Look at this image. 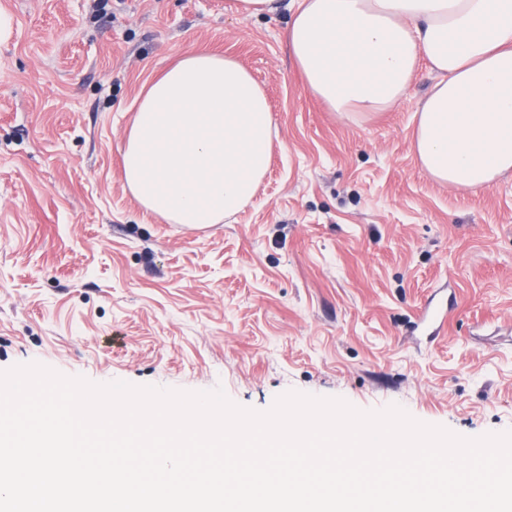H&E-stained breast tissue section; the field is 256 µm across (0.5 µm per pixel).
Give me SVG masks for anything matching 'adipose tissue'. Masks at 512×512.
Masks as SVG:
<instances>
[{"label":"adipose tissue","mask_w":512,"mask_h":512,"mask_svg":"<svg viewBox=\"0 0 512 512\" xmlns=\"http://www.w3.org/2000/svg\"><path fill=\"white\" fill-rule=\"evenodd\" d=\"M286 42L306 91L354 122L395 106L428 65L438 80L414 132L424 171L468 188L512 172V0H300ZM276 137L247 69L189 53L138 96L123 178L169 223L220 224L253 199Z\"/></svg>","instance_id":"obj_1"}]
</instances>
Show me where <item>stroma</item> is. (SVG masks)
Returning a JSON list of instances; mask_svg holds the SVG:
<instances>
[{"label": "stroma", "mask_w": 512, "mask_h": 512, "mask_svg": "<svg viewBox=\"0 0 512 512\" xmlns=\"http://www.w3.org/2000/svg\"><path fill=\"white\" fill-rule=\"evenodd\" d=\"M296 9L0 0V370L512 430V172L478 189L424 172L428 67L388 111H329L288 54ZM193 51L245 67L278 135L252 203L199 229L147 213L121 170L142 86ZM431 301L452 305L434 335L418 325Z\"/></svg>", "instance_id": "obj_1"}]
</instances>
